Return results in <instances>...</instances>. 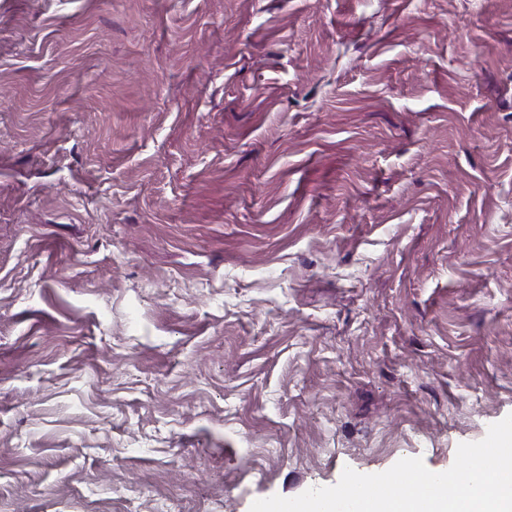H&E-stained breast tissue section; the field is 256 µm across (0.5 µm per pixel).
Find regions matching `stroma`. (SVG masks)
Here are the masks:
<instances>
[{
  "mask_svg": "<svg viewBox=\"0 0 512 512\" xmlns=\"http://www.w3.org/2000/svg\"><path fill=\"white\" fill-rule=\"evenodd\" d=\"M512 413V0H0V512H250Z\"/></svg>",
  "mask_w": 512,
  "mask_h": 512,
  "instance_id": "obj_1",
  "label": "stroma"
}]
</instances>
